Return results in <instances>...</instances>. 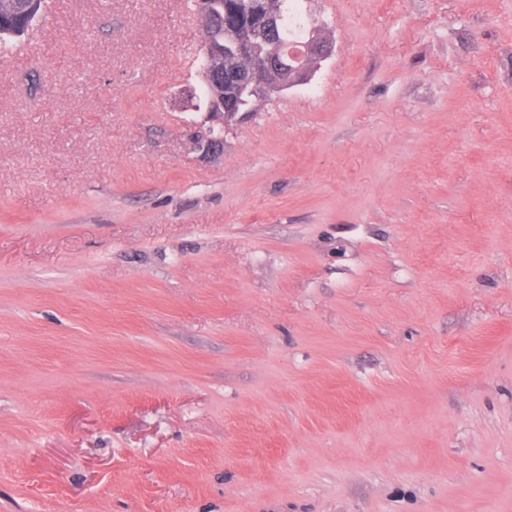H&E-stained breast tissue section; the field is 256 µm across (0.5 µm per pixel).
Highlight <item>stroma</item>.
<instances>
[{
  "instance_id": "obj_1",
  "label": "stroma",
  "mask_w": 512,
  "mask_h": 512,
  "mask_svg": "<svg viewBox=\"0 0 512 512\" xmlns=\"http://www.w3.org/2000/svg\"><path fill=\"white\" fill-rule=\"evenodd\" d=\"M209 152L191 0L0 50V512H512V0H305ZM245 1L247 0H224L223 6L222 1L199 0L197 15L202 23L216 27L222 26L224 39L225 37L231 38L233 32H236L237 35H252L256 39L258 46H260V52L256 60L260 61L258 66L261 68V74L259 76L254 75L246 81L244 86L246 96L254 99H271L280 96L293 87L306 84L312 79L318 63L326 61L334 55L335 42L322 33L323 27L321 24L313 25L307 42L306 38L304 41L303 38L307 26L309 29L313 23L310 18L309 25L305 26L304 24L301 41L299 31L302 21L294 16L288 18V26L286 25L285 20L288 13H295L301 17L303 10L300 2H303V0H274L278 13L283 18V27L278 31L275 40L280 44L284 53L292 48H302L303 44H305V53L302 60L295 63H289L288 58H281V55L272 54L271 60L265 66L264 60L267 56L263 54V48L266 45L265 43L271 40L269 34L266 33V28H272L277 23L279 15L271 11L273 0H250L248 2L253 10L257 14H264L266 28L261 25L259 19L248 22L245 16ZM224 15H226L225 22ZM288 27L295 32L294 38H292ZM293 39L300 41L302 45H293L291 43ZM280 68L283 69V73L278 72Z\"/></svg>"
}]
</instances>
